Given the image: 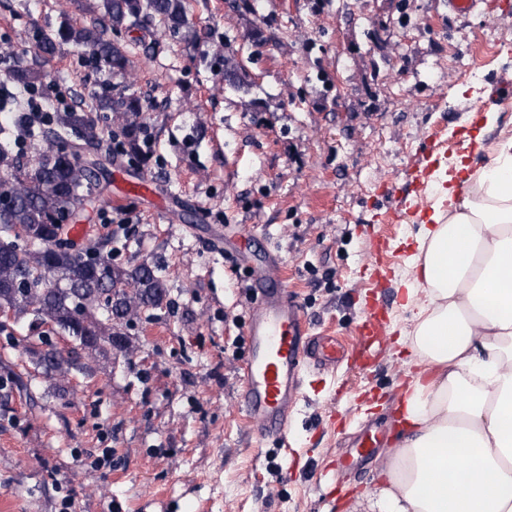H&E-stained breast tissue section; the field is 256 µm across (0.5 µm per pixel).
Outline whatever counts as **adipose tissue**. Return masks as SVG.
<instances>
[{
	"label": "adipose tissue",
	"mask_w": 512,
	"mask_h": 512,
	"mask_svg": "<svg viewBox=\"0 0 512 512\" xmlns=\"http://www.w3.org/2000/svg\"><path fill=\"white\" fill-rule=\"evenodd\" d=\"M404 432L349 512H512V136L441 171L416 236Z\"/></svg>",
	"instance_id": "obj_1"
}]
</instances>
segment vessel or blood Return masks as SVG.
<instances>
[{
    "label": "vessel or blood",
    "instance_id": "b4317fda",
    "mask_svg": "<svg viewBox=\"0 0 512 512\" xmlns=\"http://www.w3.org/2000/svg\"><path fill=\"white\" fill-rule=\"evenodd\" d=\"M433 160L430 147L416 158L413 183L417 196L425 194ZM224 236L265 271L252 283L254 301L243 329L248 353L242 364L238 412L255 425L260 441L284 445L293 413L305 397L306 374L332 372L342 364L370 359L372 346L386 343L389 304L381 294L367 299L362 319L354 329L361 338L357 347H346L335 336L311 334L297 296L280 277L279 255L264 243L263 228L228 225ZM388 442L387 428L376 426L366 432L356 456L367 458L373 449L385 447Z\"/></svg>",
    "mask_w": 512,
    "mask_h": 512
}]
</instances>
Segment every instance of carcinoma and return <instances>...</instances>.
<instances>
[{"instance_id":"carcinoma-1","label":"carcinoma","mask_w":512,"mask_h":512,"mask_svg":"<svg viewBox=\"0 0 512 512\" xmlns=\"http://www.w3.org/2000/svg\"><path fill=\"white\" fill-rule=\"evenodd\" d=\"M87 11L94 15L88 24L63 20L54 30H33L38 55L53 57L67 46L81 47L98 67L130 77L129 53L108 32L137 29L146 19L159 22L163 33L174 38L194 34L186 0H93ZM0 70L20 90L45 79L35 65L8 53L0 55ZM245 76L236 56L224 57L228 85L244 88ZM96 108L121 125L126 152L139 155L140 99L103 92L97 95ZM21 135L44 143L35 159L25 160L17 150ZM99 135L95 120L80 107L55 113L40 130L24 127L17 119L9 129L0 127V197L10 200L0 210V311L15 323L28 319L47 324L68 337L71 347L65 354L27 348L35 368L52 379L65 376L84 355L96 358L128 351L130 323L161 308L167 296L157 266L114 263L99 238L87 237L80 250H70L74 242L69 226L78 222L84 201L110 179L102 163L82 158Z\"/></svg>"}]
</instances>
